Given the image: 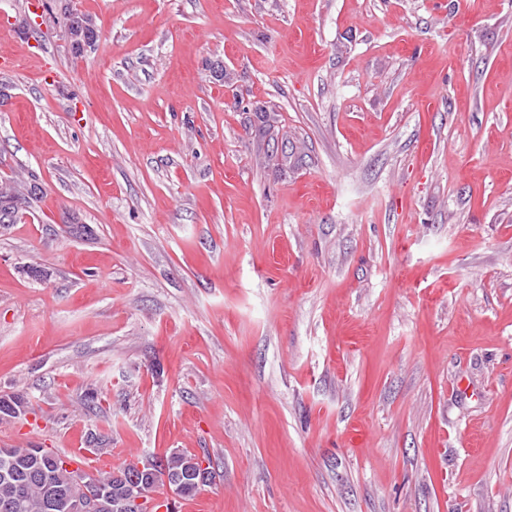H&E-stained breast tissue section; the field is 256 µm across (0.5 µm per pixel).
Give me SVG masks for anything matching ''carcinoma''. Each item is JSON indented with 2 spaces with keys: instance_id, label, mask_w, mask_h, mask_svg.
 Returning <instances> with one entry per match:
<instances>
[{
  "instance_id": "1",
  "label": "carcinoma",
  "mask_w": 512,
  "mask_h": 512,
  "mask_svg": "<svg viewBox=\"0 0 512 512\" xmlns=\"http://www.w3.org/2000/svg\"><path fill=\"white\" fill-rule=\"evenodd\" d=\"M64 27L72 50L80 53L85 46L97 41L98 33L87 16L71 11L64 17ZM33 192L5 190L0 187V224H13L20 219V211L30 206ZM27 407L26 396L16 393L0 397V414L16 417ZM12 458L9 473L0 474V512H69L66 504L71 496L68 476L73 465L47 448H0V458ZM195 455L187 451H173L161 458L163 473L177 482L178 496L190 498L203 487L193 475ZM105 488L98 502L97 512H124V502L137 490L150 494L164 485L162 477L141 474L138 482L123 481L113 471H98Z\"/></svg>"
}]
</instances>
